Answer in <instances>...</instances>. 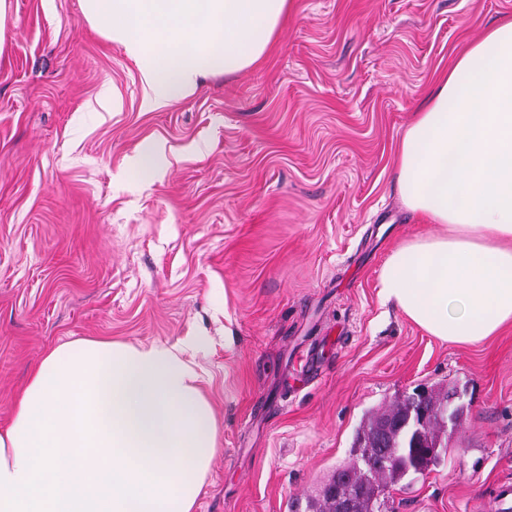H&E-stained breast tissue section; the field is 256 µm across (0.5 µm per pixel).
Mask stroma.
Masks as SVG:
<instances>
[{
    "label": "stroma",
    "mask_w": 512,
    "mask_h": 512,
    "mask_svg": "<svg viewBox=\"0 0 512 512\" xmlns=\"http://www.w3.org/2000/svg\"><path fill=\"white\" fill-rule=\"evenodd\" d=\"M0 55V428L44 354L199 336L218 450L196 512H293L373 409L464 406L444 459L381 512H493L512 492V327L444 343L378 295L413 112L512 0H295L269 52L148 109L80 0H12ZM114 92L121 106L97 99ZM153 154L155 169L131 168ZM318 374L302 376L306 359Z\"/></svg>",
    "instance_id": "obj_1"
}]
</instances>
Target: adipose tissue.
<instances>
[{"instance_id":"ef3b65f1","label":"adipose tissue","mask_w":512,"mask_h":512,"mask_svg":"<svg viewBox=\"0 0 512 512\" xmlns=\"http://www.w3.org/2000/svg\"><path fill=\"white\" fill-rule=\"evenodd\" d=\"M123 46L146 105L259 62L294 0H81ZM403 205L441 232L395 247L379 296L430 336L512 326V18L457 55L398 148ZM201 339L81 340L48 351L0 431V512H195L217 451Z\"/></svg>"}]
</instances>
